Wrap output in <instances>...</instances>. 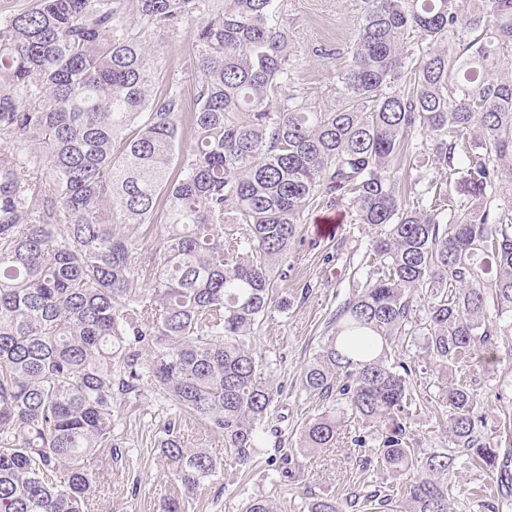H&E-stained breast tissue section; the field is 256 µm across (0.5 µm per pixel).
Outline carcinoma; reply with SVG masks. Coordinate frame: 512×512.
I'll use <instances>...</instances> for the list:
<instances>
[{
	"label": "carcinoma",
	"instance_id": "carcinoma-1",
	"mask_svg": "<svg viewBox=\"0 0 512 512\" xmlns=\"http://www.w3.org/2000/svg\"><path fill=\"white\" fill-rule=\"evenodd\" d=\"M275 2L139 0L158 27L193 22L192 141L177 174L182 93L156 87L120 0H39L0 22V512H91L96 453L118 447L113 402L145 385L248 466L276 391L246 339L288 303L275 279L320 194L385 231L371 241L379 266L304 370L322 411L301 448L336 447L349 412L381 429L363 464L416 472L400 487L405 512H452L460 461L496 470L486 507L512 509V470L477 431V395L440 388L460 454L420 459L400 422L412 368L389 362L420 301L424 348L448 370L497 349L488 301L512 313V208L497 203L512 185V0H362L329 112L276 103L293 47ZM417 131L461 197L447 214L407 204L398 156ZM160 207L159 262L138 270ZM226 224L247 225L244 245L224 244ZM160 452L178 483L164 512H183L217 463L171 428ZM352 507L313 497L307 512Z\"/></svg>",
	"mask_w": 512,
	"mask_h": 512
}]
</instances>
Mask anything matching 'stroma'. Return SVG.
<instances>
[{
    "instance_id": "obj_1",
    "label": "stroma",
    "mask_w": 512,
    "mask_h": 512,
    "mask_svg": "<svg viewBox=\"0 0 512 512\" xmlns=\"http://www.w3.org/2000/svg\"><path fill=\"white\" fill-rule=\"evenodd\" d=\"M276 16L288 25L294 57L290 80L278 97L279 103L294 101L308 110L326 112L336 108L339 94L336 77L348 65L347 47L361 16V0H277ZM121 17L128 34L153 53L157 85L182 89L186 111L197 82L194 68L196 46L190 23L159 28L143 19L138 0H122ZM425 136L415 133L404 172L408 180L438 183L440 193H428L421 206L441 209L454 205L455 185L443 180L432 156L423 148ZM336 213L342 228L335 238H311L307 227L317 216ZM305 226L288 252L287 280L276 281L280 296L289 300L286 309H273L264 316L250 343L263 359L265 377L280 395L269 419L260 427L255 461L249 472L225 465L224 440L210 432L204 421L183 415L151 389L117 404L112 423L118 438V455L101 452L95 463L100 490L92 512H163L175 490L173 472L160 457V441L167 426H174L185 445L204 448L221 464L219 480L205 483L186 504L185 512H245L256 497L268 498L281 512H305L304 490L336 500H350L378 490L396 493L401 478L359 465L355 437L376 445V427L346 418L339 445L318 452L300 453L303 426L321 410L318 400L301 387L305 366L333 331L331 318L352 298L370 273V240L381 230L359 223L350 202L330 207L317 198L304 215ZM395 358L410 361V385L414 402L401 415L419 455L448 448L439 389L449 375L436 367L423 348L422 336L410 345L394 347ZM456 377L465 379L479 396V431L490 442L512 436V332L498 337L490 358L474 359L458 367ZM297 453L295 476L280 479L272 461L282 453ZM496 485L492 470L458 469L448 473V497L454 512H487L480 506L476 489Z\"/></svg>"
}]
</instances>
